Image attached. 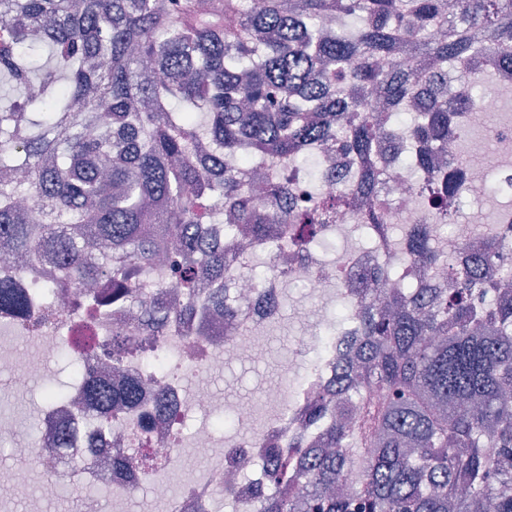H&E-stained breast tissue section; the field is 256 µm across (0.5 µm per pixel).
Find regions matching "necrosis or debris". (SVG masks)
Listing matches in <instances>:
<instances>
[{"label": "necrosis or debris", "instance_id": "4bbe7bcc", "mask_svg": "<svg viewBox=\"0 0 512 512\" xmlns=\"http://www.w3.org/2000/svg\"><path fill=\"white\" fill-rule=\"evenodd\" d=\"M510 142L512 128L508 126L499 127L490 138L449 135L445 159L449 173L463 189L459 204H475L479 210L472 224L460 223L455 217L435 220V242L453 252L458 244L481 239V226L490 225L501 235L506 248L512 249V161L498 150L499 145ZM376 166L381 171L376 193L387 205L374 228L370 248L355 251L339 263L314 250L296 254L285 226L279 224L265 239L232 250L224 276V294L234 306L233 335H226L223 327L212 321L205 294H198L191 316L171 321L167 334L143 340L141 348L123 358V375L139 382L141 396L134 410L113 413L107 424L102 423L98 414L76 403L83 395L88 376L111 373L114 323L111 311H104L95 325L98 348L78 356L77 371L66 384L65 396H45L37 411V439L28 446L34 467L73 487L92 486L109 492L116 501L132 500L139 493L149 495L161 504L163 512H223L224 497L228 494L241 505L255 501L261 489L259 481H239L230 486L226 483L229 473L240 464L263 458L271 444L287 442L289 436L307 426L306 395L313 381L333 386L335 377L350 367L357 355L360 336L355 315L335 318L312 311L302 314L304 332L297 354L304 363V371L292 383L269 389L267 399L276 409L275 416L261 433L222 445L208 423L197 425L190 435L192 447L206 453L219 446L223 453L179 494H171L165 481L139 473L122 477L113 471L112 464L128 457L144 438L170 462H177L178 443L174 435L185 420L221 408L207 384L200 380L188 384V376L199 378L219 373L225 366L244 359L255 364L265 362L269 346L261 331L279 319L288 285H305L318 295L337 285L360 288L375 264L388 261L402 265L404 252L392 231L420 223L425 211L418 204L415 183L398 162L380 158ZM491 189L502 197L501 206L483 207L482 201ZM262 250L271 252L274 267L256 276L249 265ZM5 278L31 290L38 298L43 293H53L61 316L80 313L83 286L74 280L61 281L55 265L43 266L35 272L0 266V279ZM135 286L144 304L162 300L174 286L168 259L158 258L143 268ZM3 333L12 336L16 347L0 351V372L7 373L19 388L38 379L70 341L64 325L31 327L0 313V334ZM61 431L69 435L67 455H46V448Z\"/></svg>", "mask_w": 512, "mask_h": 512}]
</instances>
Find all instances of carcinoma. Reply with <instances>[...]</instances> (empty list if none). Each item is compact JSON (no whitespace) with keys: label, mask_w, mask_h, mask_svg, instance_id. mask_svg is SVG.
<instances>
[{"label":"carcinoma","mask_w":512,"mask_h":512,"mask_svg":"<svg viewBox=\"0 0 512 512\" xmlns=\"http://www.w3.org/2000/svg\"><path fill=\"white\" fill-rule=\"evenodd\" d=\"M337 25L340 38L320 34ZM446 36L431 39L427 29ZM474 62L448 96V63ZM512 68V0H0V248L25 264L51 261L74 280L106 273L116 294L171 249L186 305L210 290L225 302L224 253L238 236L261 239L283 224L294 242L317 241L323 196L282 205L287 182L265 202L244 194L224 157L246 145L273 163L307 160L305 146L348 127L362 195L378 179L371 157L384 139L415 149L403 167L446 217L448 170L433 152L448 125L472 112V90ZM415 224L403 241L409 268L448 263ZM470 275L448 286L380 289L357 312V365L332 391L309 397L319 434L269 449L273 492L260 512H512V293L481 301L500 258L495 233L464 245ZM32 297L0 280V312L31 317ZM99 300L86 296L74 346L88 351ZM166 331L167 310L132 297L118 313ZM138 338L118 327L115 363ZM140 385L90 376L83 403L109 419L134 406ZM378 398L368 400L364 391ZM168 459L138 448L117 464L162 476Z\"/></svg>","instance_id":"obj_1"}]
</instances>
